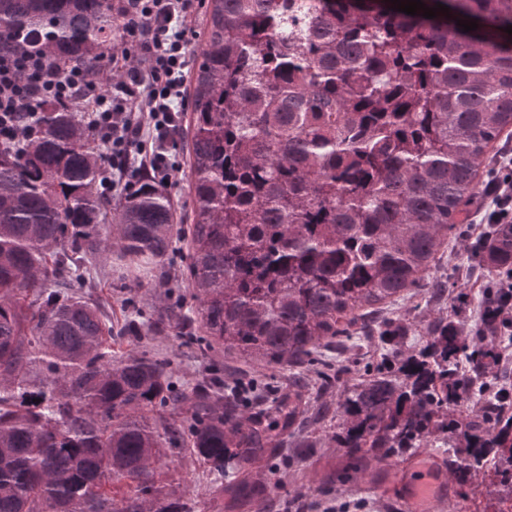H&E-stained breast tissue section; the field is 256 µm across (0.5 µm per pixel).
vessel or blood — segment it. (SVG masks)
<instances>
[{"label":"vessel or blood","mask_w":512,"mask_h":512,"mask_svg":"<svg viewBox=\"0 0 512 512\" xmlns=\"http://www.w3.org/2000/svg\"><path fill=\"white\" fill-rule=\"evenodd\" d=\"M450 500L445 465L434 457L421 459L417 479L403 485V512H444Z\"/></svg>","instance_id":"obj_1"}]
</instances>
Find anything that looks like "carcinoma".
<instances>
[{
  "mask_svg": "<svg viewBox=\"0 0 512 512\" xmlns=\"http://www.w3.org/2000/svg\"><path fill=\"white\" fill-rule=\"evenodd\" d=\"M206 0L189 124L193 224H174L158 178L115 211L99 152L76 112L37 104L28 142L0 145V512H196L162 485V459L190 454L227 507L250 512L275 440L329 413L300 389L269 420L244 416L245 390L213 377L181 390L169 358L116 359L112 331L79 289L99 262L180 270L199 302L188 342L243 363L302 368L357 321L424 285L462 223L487 147L512 134V0L440 2L427 19L389 0ZM475 21L462 31L456 20ZM120 25L112 0H0V51L44 53L110 83ZM512 271V224L479 250ZM500 288L464 333L453 307L417 350L401 330L371 378L343 386L332 443L378 461L440 438L455 480L481 477L512 512V411L486 395L499 367Z\"/></svg>",
  "mask_w": 512,
  "mask_h": 512,
  "instance_id": "cac0c4a2",
  "label": "carcinoma"
}]
</instances>
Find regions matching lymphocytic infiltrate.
<instances>
[{"instance_id": "lymphocytic-infiltrate-1", "label": "lymphocytic infiltrate", "mask_w": 512, "mask_h": 512, "mask_svg": "<svg viewBox=\"0 0 512 512\" xmlns=\"http://www.w3.org/2000/svg\"><path fill=\"white\" fill-rule=\"evenodd\" d=\"M198 6V0H117L122 38L112 63L122 78L108 91L82 69L60 77L48 55L0 53V144L32 138L38 102L68 99L89 113L105 145L104 191L128 194L133 174L146 170L169 178L175 166L167 147L187 107L186 53ZM482 204L485 223L512 224V158L487 181Z\"/></svg>"}]
</instances>
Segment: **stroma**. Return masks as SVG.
Here are the masks:
<instances>
[{
    "label": "stroma",
    "instance_id": "1",
    "mask_svg": "<svg viewBox=\"0 0 512 512\" xmlns=\"http://www.w3.org/2000/svg\"><path fill=\"white\" fill-rule=\"evenodd\" d=\"M186 143V137L182 136L170 148L177 170L164 190L173 203L176 223L187 226L192 219L193 199ZM462 210L463 224L449 231L446 252L432 269L434 276L447 282L445 293L435 297L427 288H414L387 312L388 319L402 330L406 346H421L427 328L447 317L459 295L467 297L462 312L467 325H475L480 317L481 297L488 276L477 265L473 246L488 227L482 224L476 205H463ZM181 266V260H173L166 264L163 274L144 276L142 288L132 293L127 290L128 276L103 269L94 276L84 293L104 304L116 325L126 319V302L130 299L149 313L179 300L184 312L193 316L197 313V305L186 283L179 278ZM149 349L156 356L176 359L179 379L185 387H193L210 375V362L187 348L174 328H165L154 335ZM386 350V344L378 337L356 335L344 347L333 350L332 356L347 364L344 379L352 383L366 379ZM334 425L331 419L305 425L296 428L293 436L283 441L279 454L265 472L267 483L277 488L276 496L266 501L265 512H281L284 504L294 499L298 500L302 512H310L314 507L320 512H392L391 504L403 481L415 476L414 457L404 456L385 462L348 457L327 440ZM302 437L312 439L315 446L302 456H293L292 450ZM158 478L162 484L177 487L194 498L197 512H220V501L212 493L206 473L190 458L160 465Z\"/></svg>",
    "mask_w": 512,
    "mask_h": 512
}]
</instances>
